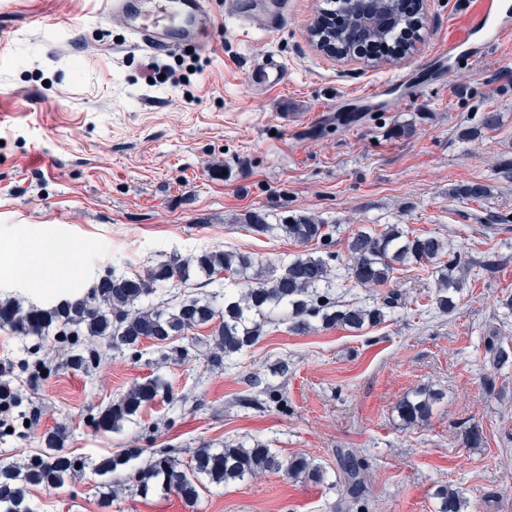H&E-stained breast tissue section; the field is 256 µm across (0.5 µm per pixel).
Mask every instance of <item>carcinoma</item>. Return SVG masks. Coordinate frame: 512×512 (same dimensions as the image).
Listing matches in <instances>:
<instances>
[{
    "instance_id": "obj_1",
    "label": "carcinoma",
    "mask_w": 512,
    "mask_h": 512,
    "mask_svg": "<svg viewBox=\"0 0 512 512\" xmlns=\"http://www.w3.org/2000/svg\"><path fill=\"white\" fill-rule=\"evenodd\" d=\"M340 9L344 25L336 28V49L348 52L368 42H396L403 47V34H415V15L405 0H372L368 6L360 0H328ZM253 231L283 237L313 248L293 255L287 263L275 265L251 254L219 247L204 248L191 257L178 255L153 263L141 273L128 275L107 272L83 293H70L50 306L25 307L14 296L0 298V328L20 336L52 337L67 351L61 365L87 375L107 357L106 350L141 354L139 345L146 339L156 343L163 361H182L192 346L179 343L196 327H210L209 360L216 367L224 357L239 354L262 336L267 316L282 312L289 328L297 334L312 329L319 321L326 327L336 325L362 330L386 321L394 297L369 306H341L336 300L337 271L360 287L390 283L398 267L434 266L437 273L438 309L454 307L451 292L462 280L459 272L469 267L462 253L451 248L448 240L433 235H411L399 224L383 229L365 228L349 237L347 257L334 250V227L305 215H290L269 221V214L251 211L244 218ZM228 273L235 288L224 294H204L188 290V283L203 288L216 275ZM27 384L34 388L49 368L42 362L21 363ZM169 390L155 379L134 382L119 398L91 416L98 431L118 430L141 411L168 398ZM434 394L421 389L413 397L403 398L396 406L401 420L408 424L426 421ZM23 400L9 382L0 386V407L12 409ZM67 431L56 427L45 432L43 451L26 457L19 465L0 467V512H33L29 489L36 485H61L81 477L86 460L64 453L61 443ZM144 449L127 448L99 459L93 472L112 477L139 458ZM267 471H283L294 478L301 475L314 482L325 480L320 467L305 456L281 459L269 445L254 439L248 445L203 446L194 451L191 462L182 464L174 448H155L147 463L134 471L131 479L143 495L161 487L175 490L188 504L200 497L201 479L211 484H230ZM363 467L355 463L346 470V492L359 499ZM438 512H463L464 498L458 491L442 486L436 490Z\"/></svg>"
}]
</instances>
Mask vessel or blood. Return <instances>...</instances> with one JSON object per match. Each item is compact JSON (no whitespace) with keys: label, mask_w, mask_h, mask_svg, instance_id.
<instances>
[{"label":"vessel or blood","mask_w":512,"mask_h":512,"mask_svg":"<svg viewBox=\"0 0 512 512\" xmlns=\"http://www.w3.org/2000/svg\"><path fill=\"white\" fill-rule=\"evenodd\" d=\"M278 0H235L231 14L240 23L265 16L268 23L278 19ZM107 14L123 20L128 34L151 49L197 48L200 30L214 29L216 18L209 0H104ZM512 33V8L504 0H465L462 15L448 28V44L442 57L458 58L463 48L481 44L490 49L495 37ZM287 83V70L274 57L254 65L248 85L256 92L278 89Z\"/></svg>","instance_id":"b4317fda"}]
</instances>
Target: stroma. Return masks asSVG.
<instances>
[{
  "label": "stroma",
  "instance_id": "1",
  "mask_svg": "<svg viewBox=\"0 0 512 512\" xmlns=\"http://www.w3.org/2000/svg\"><path fill=\"white\" fill-rule=\"evenodd\" d=\"M463 0H426L412 53L333 59L308 29L324 0H285L280 22L241 30L211 0L213 51L167 53L134 43L102 0H0V293L44 305L88 289L108 270L127 273L204 247L276 263L300 250L253 232L240 217L301 214L336 225L338 251L358 228L401 224L451 240L474 267L440 313L434 276L396 271L390 289L340 283L343 303L398 300L387 321L361 331L301 335L270 324L242 354L211 368L202 352L161 363L152 340L141 357L114 353L86 375L53 367L36 389L18 378L21 436H0V463H17L41 436L66 425L65 449L97 460L127 448L178 449L189 460L207 443L261 439L281 457L306 456L326 480L267 473L210 486L189 507L175 493L119 489L100 504L99 476L35 486L34 512H356L338 487L342 458L367 462L369 512H438L435 491H459L466 512H512V365L485 343L512 347V35L488 53L442 66L437 53ZM287 63L288 83L256 93L247 74L264 57ZM165 78L149 82L146 64ZM404 85L367 104L357 93L398 76ZM495 112V129L481 127ZM482 183L480 200L458 189ZM45 275H8L15 249ZM162 377L172 401L102 433L91 414L132 382ZM438 392L428 422L403 425L397 402L416 388ZM276 389L287 408L265 402ZM483 430L479 447L464 436Z\"/></svg>",
  "mask_w": 512,
  "mask_h": 512
}]
</instances>
